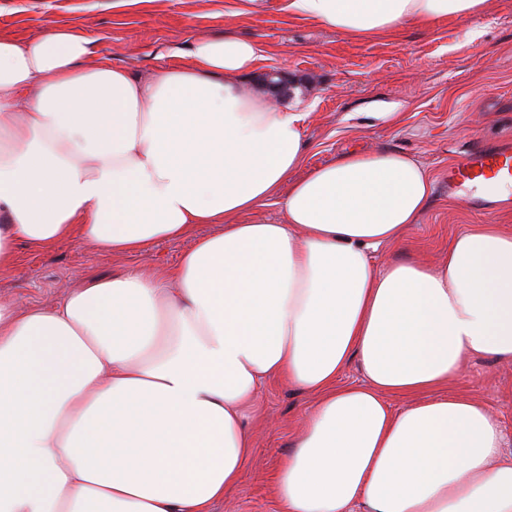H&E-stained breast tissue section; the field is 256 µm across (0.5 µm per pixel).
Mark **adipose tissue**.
Here are the masks:
<instances>
[{"instance_id":"obj_1","label":"adipose tissue","mask_w":512,"mask_h":512,"mask_svg":"<svg viewBox=\"0 0 512 512\" xmlns=\"http://www.w3.org/2000/svg\"><path fill=\"white\" fill-rule=\"evenodd\" d=\"M280 2L364 39L486 0ZM94 45L72 27L0 38V271L20 242L134 259L48 308L0 298V512H213L273 378L313 399L279 512H512L498 419L447 389L467 356L512 362V231L377 266L427 209L418 161L300 173L308 115L248 83L253 41L199 36L146 77ZM272 201L278 221L250 220ZM200 224L219 230L157 273L156 243ZM353 362L362 383H341Z\"/></svg>"}]
</instances>
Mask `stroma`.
I'll return each mask as SVG.
<instances>
[{
    "mask_svg": "<svg viewBox=\"0 0 512 512\" xmlns=\"http://www.w3.org/2000/svg\"><path fill=\"white\" fill-rule=\"evenodd\" d=\"M243 8L244 0H0V37L79 27L113 65L139 76L164 67L172 49L188 48L202 33L228 31L257 41L264 57L251 81L282 71L291 89L277 96V104L310 115L303 169L375 150L410 155L428 170L433 194L423 219L409 227L404 246L380 247L378 264L433 261L473 225L512 226V208L484 215L475 188L448 186L450 162L512 143V0H487L480 14L464 21L361 40L288 16L280 0H267L258 16ZM386 112L401 113L400 122L383 120ZM131 263L89 244L63 243L48 252L23 246L16 265L0 272V298L50 305L84 281L120 273ZM454 388L493 408L512 438V364L469 357ZM309 404L283 381L268 382L253 418L252 459L241 484L214 512H278L271 475Z\"/></svg>",
    "mask_w": 512,
    "mask_h": 512,
    "instance_id": "1",
    "label": "stroma"
}]
</instances>
